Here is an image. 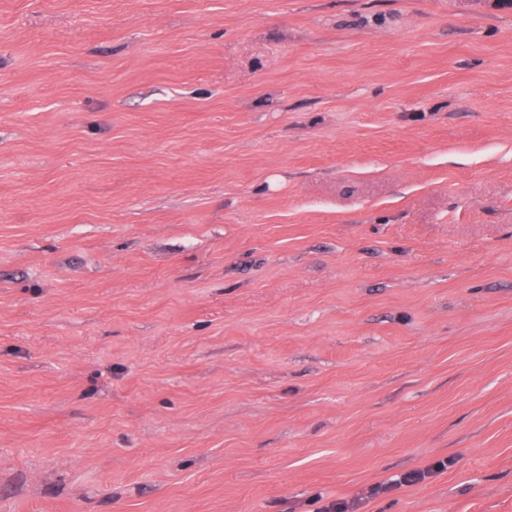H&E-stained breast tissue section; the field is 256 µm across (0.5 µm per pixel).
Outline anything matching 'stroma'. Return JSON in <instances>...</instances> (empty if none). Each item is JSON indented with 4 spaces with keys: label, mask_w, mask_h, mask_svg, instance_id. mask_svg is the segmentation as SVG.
<instances>
[{
    "label": "stroma",
    "mask_w": 512,
    "mask_h": 512,
    "mask_svg": "<svg viewBox=\"0 0 512 512\" xmlns=\"http://www.w3.org/2000/svg\"><path fill=\"white\" fill-rule=\"evenodd\" d=\"M333 498L512 512V8L0 0V512ZM450 461L448 458L439 460L425 468L413 470L411 472L400 475L398 478L390 479L379 484L375 490L378 492H388L402 486H412L424 482L427 478H431L448 468Z\"/></svg>",
    "instance_id": "35a3bbf8"
}]
</instances>
